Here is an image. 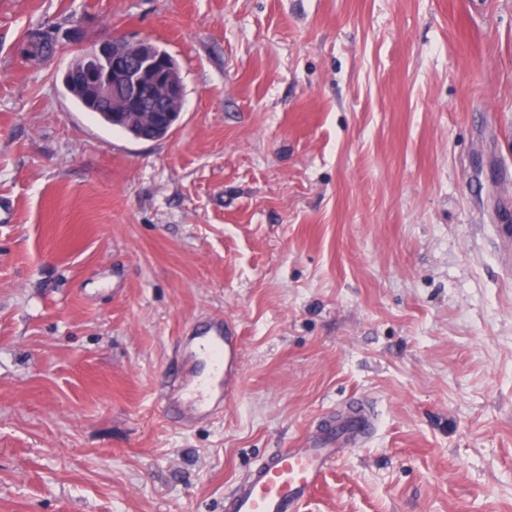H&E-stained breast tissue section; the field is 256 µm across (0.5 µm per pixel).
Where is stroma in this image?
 <instances>
[{"instance_id": "1", "label": "stroma", "mask_w": 512, "mask_h": 512, "mask_svg": "<svg viewBox=\"0 0 512 512\" xmlns=\"http://www.w3.org/2000/svg\"><path fill=\"white\" fill-rule=\"evenodd\" d=\"M116 30L179 65L163 139L63 84ZM2 198L0 512H224L354 398L378 428L301 512H512V0H0ZM204 317L241 392L184 426ZM240 346L236 330L217 320L192 331L182 346L181 363L168 376L160 403L190 420L213 418L239 391Z\"/></svg>"}]
</instances>
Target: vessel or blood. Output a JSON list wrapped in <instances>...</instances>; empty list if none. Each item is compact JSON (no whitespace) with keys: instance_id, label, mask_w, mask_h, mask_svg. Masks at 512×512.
I'll return each instance as SVG.
<instances>
[{"instance_id":"1","label":"vessel or blood","mask_w":512,"mask_h":512,"mask_svg":"<svg viewBox=\"0 0 512 512\" xmlns=\"http://www.w3.org/2000/svg\"><path fill=\"white\" fill-rule=\"evenodd\" d=\"M240 346L229 322L193 330L182 346L180 364L168 376L160 403L191 420L213 418L239 390ZM375 418L352 406L340 421L328 420L297 445L279 448L256 461L224 499V512H300L327 471L348 449L367 444Z\"/></svg>"}]
</instances>
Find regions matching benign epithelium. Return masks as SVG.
<instances>
[{
    "label": "benign epithelium",
    "mask_w": 512,
    "mask_h": 512,
    "mask_svg": "<svg viewBox=\"0 0 512 512\" xmlns=\"http://www.w3.org/2000/svg\"><path fill=\"white\" fill-rule=\"evenodd\" d=\"M82 68L95 80L99 100L111 105V123L138 131L136 139L155 141L183 112L185 92L175 58L147 38L124 34L86 48L68 68Z\"/></svg>",
    "instance_id": "benign-epithelium-1"
}]
</instances>
